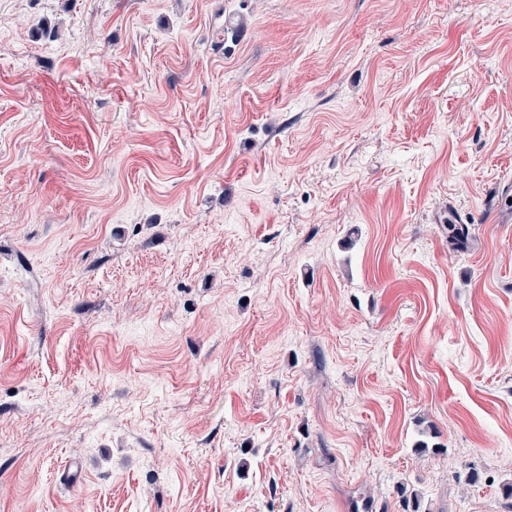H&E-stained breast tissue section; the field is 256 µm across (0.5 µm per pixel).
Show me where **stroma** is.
I'll list each match as a JSON object with an SVG mask.
<instances>
[{
  "instance_id": "1",
  "label": "stroma",
  "mask_w": 512,
  "mask_h": 512,
  "mask_svg": "<svg viewBox=\"0 0 512 512\" xmlns=\"http://www.w3.org/2000/svg\"><path fill=\"white\" fill-rule=\"evenodd\" d=\"M494 191L512 0H0V512H504Z\"/></svg>"
}]
</instances>
